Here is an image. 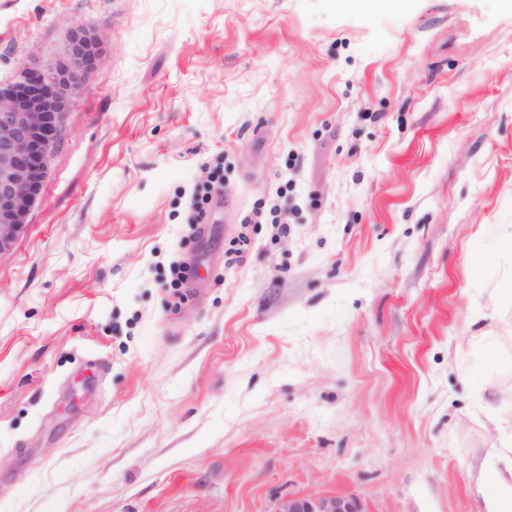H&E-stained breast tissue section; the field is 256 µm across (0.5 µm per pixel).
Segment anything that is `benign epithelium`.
Listing matches in <instances>:
<instances>
[{
	"label": "benign epithelium",
	"mask_w": 512,
	"mask_h": 512,
	"mask_svg": "<svg viewBox=\"0 0 512 512\" xmlns=\"http://www.w3.org/2000/svg\"><path fill=\"white\" fill-rule=\"evenodd\" d=\"M65 59L42 74L26 71L0 86V253L12 249L46 177L63 132L70 94L100 73L97 43L84 25L71 34ZM276 512H365L337 494L289 496Z\"/></svg>",
	"instance_id": "benign-epithelium-1"
}]
</instances>
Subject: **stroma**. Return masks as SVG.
Masks as SVG:
<instances>
[{"label": "stroma", "mask_w": 512, "mask_h": 512, "mask_svg": "<svg viewBox=\"0 0 512 512\" xmlns=\"http://www.w3.org/2000/svg\"><path fill=\"white\" fill-rule=\"evenodd\" d=\"M83 23L101 72L0 254V512H482L512 431V0H0V84ZM221 163L217 161L211 173V180L202 186H198L193 192V200L191 206V214L187 219V224H202L207 218V207L212 201V193L217 196L223 190L224 180L220 175ZM218 184V187H215ZM275 512H366L356 499L337 494L317 497L288 496Z\"/></svg>", "instance_id": "obj_1"}]
</instances>
